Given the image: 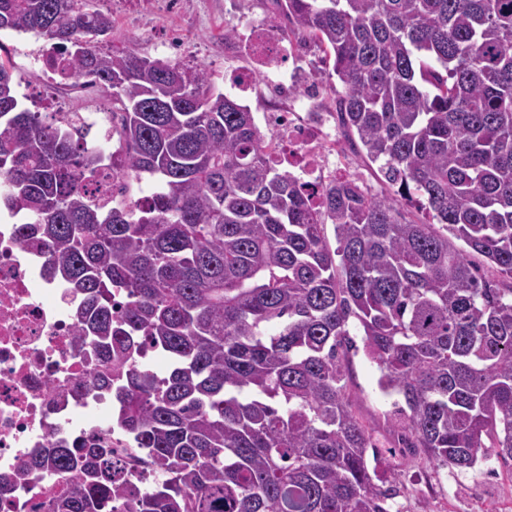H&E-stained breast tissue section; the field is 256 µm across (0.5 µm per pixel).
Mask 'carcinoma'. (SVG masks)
Instances as JSON below:
<instances>
[{
    "label": "carcinoma",
    "mask_w": 512,
    "mask_h": 512,
    "mask_svg": "<svg viewBox=\"0 0 512 512\" xmlns=\"http://www.w3.org/2000/svg\"><path fill=\"white\" fill-rule=\"evenodd\" d=\"M90 2L0 0V30L53 42L61 79L110 98L112 198L78 116L22 107L0 63V205L80 294L78 343L116 365L89 390L159 480L123 495L112 444L58 441L26 465L68 477L52 512H390L347 393L353 328L407 447L512 469V287L455 244L512 280V0H270L271 25L332 62L344 139L394 188L332 178L317 208L247 106L202 68L102 51L112 17ZM145 175L158 190L127 199ZM144 338L171 359L160 379Z\"/></svg>",
    "instance_id": "obj_1"
}]
</instances>
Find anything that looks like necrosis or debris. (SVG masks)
Here are the masks:
<instances>
[{"label":"necrosis or debris","instance_id":"obj_1","mask_svg":"<svg viewBox=\"0 0 512 512\" xmlns=\"http://www.w3.org/2000/svg\"><path fill=\"white\" fill-rule=\"evenodd\" d=\"M271 89L288 94L285 110L263 115L282 140L276 164L310 177L341 166L345 154L331 115L305 116L307 99L290 92L287 77L272 81ZM19 229L11 214L0 216V512H42V501L66 493V481L52 471L22 470L31 450L50 441L106 438L127 462L120 486L152 484L156 473L131 448L128 434L112 425L107 398L79 397L108 364L79 350L78 300L50 277L44 255L20 245Z\"/></svg>","mask_w":512,"mask_h":512}]
</instances>
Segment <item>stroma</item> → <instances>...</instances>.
Wrapping results in <instances>:
<instances>
[{
	"label": "stroma",
	"instance_id": "obj_1",
	"mask_svg": "<svg viewBox=\"0 0 512 512\" xmlns=\"http://www.w3.org/2000/svg\"><path fill=\"white\" fill-rule=\"evenodd\" d=\"M93 7L112 16L106 44L204 67L224 93L239 78L250 77V90L238 101L250 108L255 120L282 105V98L274 96L258 75L248 30L239 28L234 41L224 39L225 25H236L237 20L267 23L268 0H94ZM45 45L43 38L31 33L0 32V59L11 66L24 105L41 110L48 96L60 112L110 111L109 99L98 86L47 81L33 61ZM293 67L298 88L317 83L316 111H333L331 93L322 78L325 64L313 44L299 47ZM378 377L376 364L364 351L351 354L347 390L354 412L379 448L380 481L398 491L394 499L398 512H512V476L501 472L497 460L460 470L437 466L422 449L401 446L394 400L381 392Z\"/></svg>",
	"mask_w": 512,
	"mask_h": 512
}]
</instances>
